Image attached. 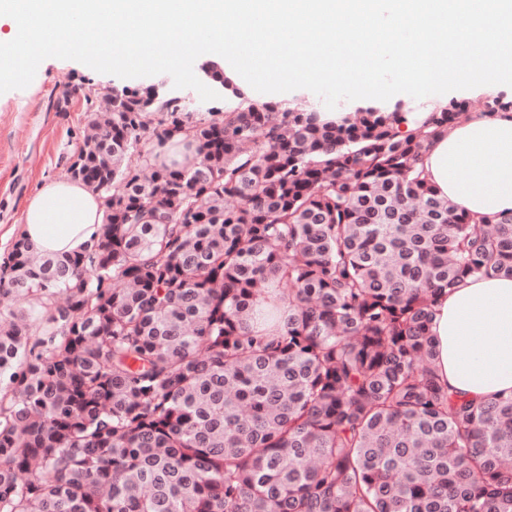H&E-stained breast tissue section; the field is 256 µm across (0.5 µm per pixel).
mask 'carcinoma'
Returning <instances> with one entry per match:
<instances>
[{
    "instance_id": "cac0c4a2",
    "label": "carcinoma",
    "mask_w": 512,
    "mask_h": 512,
    "mask_svg": "<svg viewBox=\"0 0 512 512\" xmlns=\"http://www.w3.org/2000/svg\"><path fill=\"white\" fill-rule=\"evenodd\" d=\"M137 93L83 134L88 255L18 238L0 289V512H512V396L440 382L437 297L512 278V215L469 214L418 161L468 113L324 121L252 103L139 150ZM191 152L185 148L181 137L166 138L157 143L152 150L159 165H171L174 162L182 165Z\"/></svg>"
}]
</instances>
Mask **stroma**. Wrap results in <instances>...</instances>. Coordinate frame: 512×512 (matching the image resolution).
Returning <instances> with one entry per match:
<instances>
[{
  "label": "stroma",
  "mask_w": 512,
  "mask_h": 512,
  "mask_svg": "<svg viewBox=\"0 0 512 512\" xmlns=\"http://www.w3.org/2000/svg\"><path fill=\"white\" fill-rule=\"evenodd\" d=\"M156 82L49 58L27 88L0 94V261L22 233L27 198L44 181L69 176L83 131L95 118L85 93H142Z\"/></svg>",
  "instance_id": "stroma-1"
}]
</instances>
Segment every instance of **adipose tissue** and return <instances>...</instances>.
Masks as SVG:
<instances>
[{"instance_id": "adipose-tissue-1", "label": "adipose tissue", "mask_w": 512, "mask_h": 512, "mask_svg": "<svg viewBox=\"0 0 512 512\" xmlns=\"http://www.w3.org/2000/svg\"><path fill=\"white\" fill-rule=\"evenodd\" d=\"M437 193L473 214L512 213V112H473L427 144L420 160ZM103 222L83 183L43 182L22 210L23 234L42 254L93 250ZM431 333L444 383L476 399L512 392V278L466 280L441 294Z\"/></svg>"}]
</instances>
